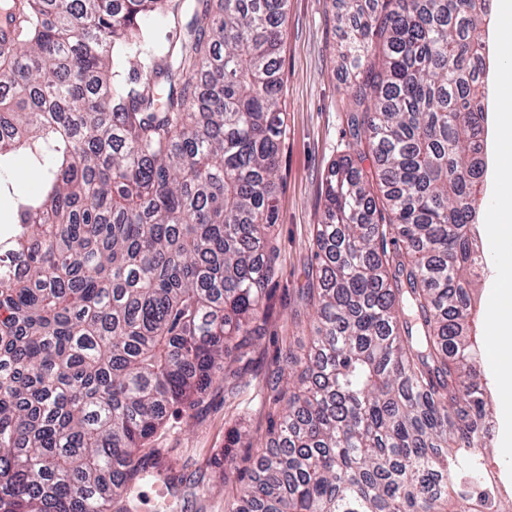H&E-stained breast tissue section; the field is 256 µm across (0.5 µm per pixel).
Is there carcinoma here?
Masks as SVG:
<instances>
[{"instance_id":"obj_1","label":"carcinoma","mask_w":512,"mask_h":512,"mask_svg":"<svg viewBox=\"0 0 512 512\" xmlns=\"http://www.w3.org/2000/svg\"><path fill=\"white\" fill-rule=\"evenodd\" d=\"M7 0L0 174V512H135L143 447L251 363L275 274L288 0ZM493 0H342L351 152L314 237L298 385L269 380L224 512H483L493 458L472 293ZM167 93L156 98V82ZM372 159L366 170L363 162Z\"/></svg>"}]
</instances>
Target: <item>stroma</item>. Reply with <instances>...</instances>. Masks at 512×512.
I'll list each match as a JSON object with an SVG mask.
<instances>
[{
  "label": "stroma",
  "instance_id": "35a3bbf8",
  "mask_svg": "<svg viewBox=\"0 0 512 512\" xmlns=\"http://www.w3.org/2000/svg\"><path fill=\"white\" fill-rule=\"evenodd\" d=\"M490 44L496 63L490 73L489 149L486 181L478 197L479 234L487 269L475 298L481 307L477 333L499 346L484 357L491 392L497 450L494 468L503 496L512 497V293L500 287L512 271V216L498 215L512 182L497 175L499 160L512 156V112H500L501 95L512 90V9L493 4ZM335 0H289L282 25L280 73L285 100V135L279 163V213L272 229L277 274L272 282L266 334L255 345L242 377L215 380L196 407L172 419L149 445L165 449L175 462L173 483L140 486L139 512H224L230 486L217 463L232 430L264 436L268 406L264 384L278 366L281 351L299 349L307 339L310 309L307 287L316 261L312 239L324 208V184L334 160L347 154L349 136L341 94L342 35Z\"/></svg>",
  "mask_w": 512,
  "mask_h": 512
}]
</instances>
